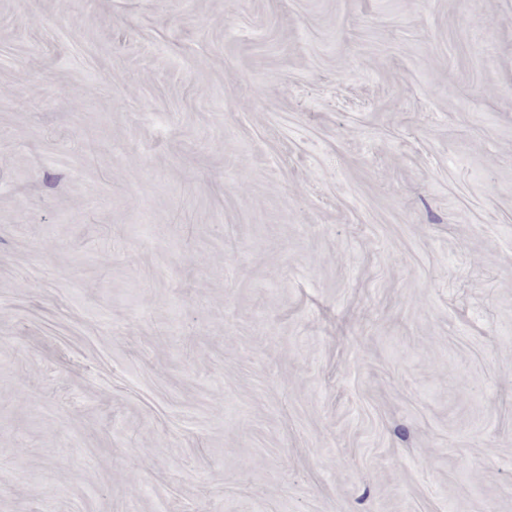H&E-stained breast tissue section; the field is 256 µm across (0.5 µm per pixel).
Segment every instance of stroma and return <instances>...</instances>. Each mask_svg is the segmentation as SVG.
<instances>
[{
    "instance_id": "35a3bbf8",
    "label": "stroma",
    "mask_w": 512,
    "mask_h": 512,
    "mask_svg": "<svg viewBox=\"0 0 512 512\" xmlns=\"http://www.w3.org/2000/svg\"><path fill=\"white\" fill-rule=\"evenodd\" d=\"M0 512H512V0H0Z\"/></svg>"
}]
</instances>
